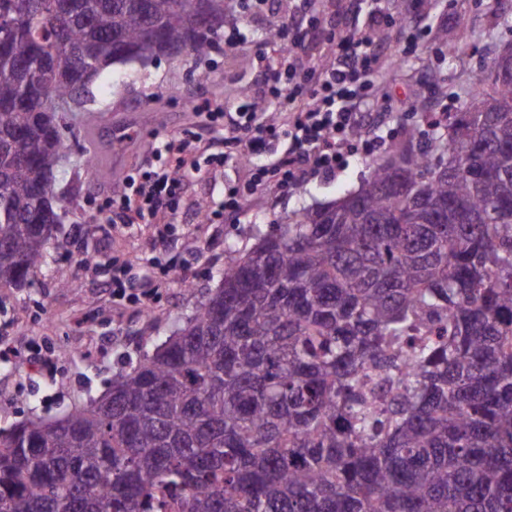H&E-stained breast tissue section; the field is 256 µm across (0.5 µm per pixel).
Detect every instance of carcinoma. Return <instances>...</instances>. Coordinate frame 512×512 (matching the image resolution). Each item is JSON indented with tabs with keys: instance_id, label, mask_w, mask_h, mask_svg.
Returning a JSON list of instances; mask_svg holds the SVG:
<instances>
[{
	"instance_id": "obj_1",
	"label": "carcinoma",
	"mask_w": 512,
	"mask_h": 512,
	"mask_svg": "<svg viewBox=\"0 0 512 512\" xmlns=\"http://www.w3.org/2000/svg\"><path fill=\"white\" fill-rule=\"evenodd\" d=\"M199 0H0V285L60 245L58 105L223 31ZM427 145L224 249L219 286L57 424L0 512H512V50Z\"/></svg>"
}]
</instances>
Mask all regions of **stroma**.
<instances>
[{
	"label": "stroma",
	"mask_w": 512,
	"mask_h": 512,
	"mask_svg": "<svg viewBox=\"0 0 512 512\" xmlns=\"http://www.w3.org/2000/svg\"><path fill=\"white\" fill-rule=\"evenodd\" d=\"M423 11L431 27L423 44L390 56L378 77L392 118L371 155L351 153L343 172L311 178L286 195L256 194L241 217L225 221H200L197 204L203 200L210 211L221 210L225 185L248 180L250 166L205 167L203 177L185 181L178 221L165 238L158 234V220L113 223L112 191L141 167L151 147L167 140L194 135L202 150H223V128L204 126L197 107L208 101L231 111L252 96L254 76L274 55L264 34L287 21L288 9L259 13L246 0L237 12L242 37L233 48L198 62L162 56L145 65L119 64L95 79L85 111L65 115L72 128L70 157L58 181L63 244L47 252L25 287L0 286V347L21 348L41 364L31 373L0 356V433L27 419L63 416L106 393L116 374L164 340L199 296L216 288L227 244L250 248L255 227L286 221L295 211L356 190L371 160L402 141L405 128L418 127L422 140H429L434 131L426 113L456 112L468 103L473 75L490 68L512 41V0H426ZM454 43L465 44V52H442V45ZM201 71L209 80H196ZM174 86L180 92L173 96ZM118 119L133 126V137L123 144L114 138ZM86 253L96 256L97 266H80ZM128 258L134 261L133 284L147 275L159 282L150 312L133 301L114 300L103 284L113 262ZM156 258L175 260V278H162L152 266Z\"/></svg>",
	"instance_id": "1"
}]
</instances>
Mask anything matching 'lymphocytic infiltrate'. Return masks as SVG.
<instances>
[{
	"mask_svg": "<svg viewBox=\"0 0 512 512\" xmlns=\"http://www.w3.org/2000/svg\"><path fill=\"white\" fill-rule=\"evenodd\" d=\"M426 34V28L364 7L363 0H349L346 15L327 30L312 16L302 26H281L277 35L288 47L285 61L257 73L254 101L239 103L231 112L202 107L208 124L224 130V150L215 155V163L226 167L245 157L260 160L246 182L226 187L225 216L241 214L246 200L257 193L278 195L313 176L336 175L346 167L356 138H363L364 150H371L370 138L388 114L375 79L388 53H411ZM319 40L333 45V58L325 66L315 64L308 53L309 45ZM269 97L285 101L287 127L256 110L255 100ZM196 153L192 139L153 149L160 166L126 176V192L112 199L120 218L131 213L142 219L176 215L183 181L200 171Z\"/></svg>",
	"mask_w": 512,
	"mask_h": 512,
	"instance_id": "1",
	"label": "lymphocytic infiltrate"
}]
</instances>
